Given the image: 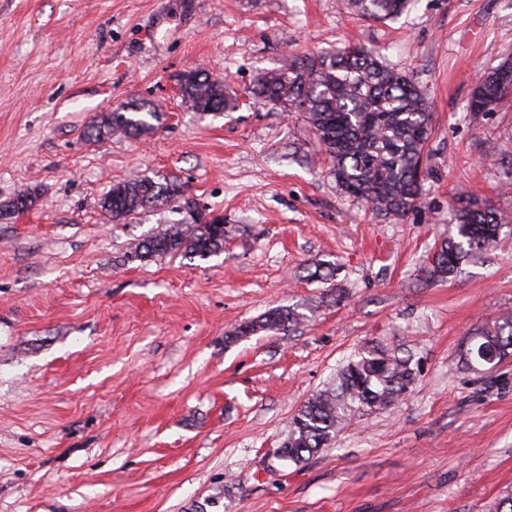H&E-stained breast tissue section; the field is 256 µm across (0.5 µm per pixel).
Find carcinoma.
Instances as JSON below:
<instances>
[{
	"mask_svg": "<svg viewBox=\"0 0 512 512\" xmlns=\"http://www.w3.org/2000/svg\"><path fill=\"white\" fill-rule=\"evenodd\" d=\"M410 0H347V5L369 20L384 22L407 8ZM184 106L193 112H225L235 108L225 83L202 68L177 75ZM251 96L263 103L301 112L316 135L329 173L345 196L368 204L372 213L400 220L422 198L430 159L428 149L433 118L423 91L405 71L383 63L379 52L350 43L313 55L289 54L279 67L259 75ZM512 95V58L489 68L477 81L467 102L469 112H490ZM162 113L146 102L131 101L90 122L89 136L108 140L115 133L141 137L153 133ZM194 197L177 178L155 180L137 175L118 182L101 207L119 224L145 210H163L172 204L189 210ZM24 192L0 205V220L30 208ZM454 224L448 236L429 252L424 275L430 282H445L476 253L497 243L503 228L512 225L507 211L484 209L454 196ZM226 226L205 214L188 227L171 224L140 241L130 252L138 260L179 254L206 260L224 251ZM338 268L316 263L308 277L336 279ZM303 315L276 307L258 320L233 331L235 336L256 332L288 334ZM501 362L512 356V315L505 314L469 337L464 354L467 366L489 364L490 355ZM417 378L409 355L378 344H365L336 372L332 383L313 394L293 416L279 459L295 465L328 447L357 416L398 405Z\"/></svg>",
	"mask_w": 512,
	"mask_h": 512,
	"instance_id": "cac0c4a2",
	"label": "carcinoma"
}]
</instances>
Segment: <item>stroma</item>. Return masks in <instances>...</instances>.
Masks as SVG:
<instances>
[{
	"label": "stroma",
	"instance_id": "1",
	"mask_svg": "<svg viewBox=\"0 0 512 512\" xmlns=\"http://www.w3.org/2000/svg\"><path fill=\"white\" fill-rule=\"evenodd\" d=\"M358 41L405 69L433 114L419 206L399 221L343 197L302 115L248 90L289 53ZM512 56V0H412L373 22L340 0H0V512H495L512 494V357L469 369V336L512 314V231L456 277L422 266L455 189L512 209V99L471 114L478 74ZM201 67L236 100L186 111ZM157 106L150 136L91 142L93 116ZM133 175L177 176L232 231L207 260H129L179 208L112 223ZM337 263L334 301L308 279ZM283 335L234 336L275 307ZM413 354L390 410L300 465L292 415L367 343Z\"/></svg>",
	"mask_w": 512,
	"mask_h": 512
}]
</instances>
